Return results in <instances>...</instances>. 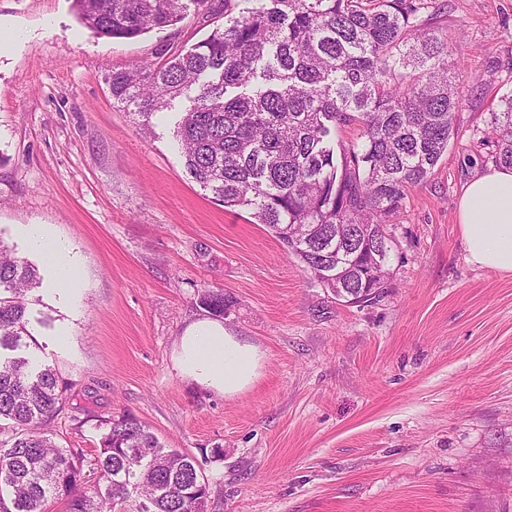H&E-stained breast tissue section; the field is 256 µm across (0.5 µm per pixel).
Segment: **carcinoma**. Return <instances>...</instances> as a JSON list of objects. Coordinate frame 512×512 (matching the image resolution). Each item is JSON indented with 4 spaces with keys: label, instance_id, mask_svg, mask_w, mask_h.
Masks as SVG:
<instances>
[{
    "label": "carcinoma",
    "instance_id": "cac0c4a2",
    "mask_svg": "<svg viewBox=\"0 0 512 512\" xmlns=\"http://www.w3.org/2000/svg\"><path fill=\"white\" fill-rule=\"evenodd\" d=\"M204 41L155 66L107 77L114 103L142 131L191 87L198 94L174 136L191 178L227 209L250 211L303 271L341 295L373 303L389 265L387 224L410 187L433 172L456 134L459 82L448 73V36L423 29L428 0H256ZM80 22L108 39L175 25L185 0H74ZM356 124L359 136L336 141ZM496 161L512 166V95L493 113ZM36 265L0 240V350L28 335ZM217 317L230 300L205 290ZM63 403L50 367L0 355L3 512H44L66 496L67 512H116L132 492L137 512H206L209 486L196 460L165 450L138 419L101 421L96 456L58 446L49 425ZM102 484L87 485L85 468Z\"/></svg>",
    "mask_w": 512,
    "mask_h": 512
}]
</instances>
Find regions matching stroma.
<instances>
[{
	"label": "stroma",
	"instance_id": "35a3bbf8",
	"mask_svg": "<svg viewBox=\"0 0 512 512\" xmlns=\"http://www.w3.org/2000/svg\"><path fill=\"white\" fill-rule=\"evenodd\" d=\"M431 13L462 81L458 133L388 227L383 298L359 306L193 181L173 136L193 92L148 135L112 100L109 73L203 40L224 0L113 40L73 0H0V240L42 277L26 351L65 389L59 446L95 456L100 422L133 416L196 459L207 512H512V274L471 264L457 222L465 184L495 164L512 0H436ZM31 224L66 245L72 295L53 289ZM208 288L234 302L228 332L264 355L233 397L172 365L209 315Z\"/></svg>",
	"mask_w": 512,
	"mask_h": 512
}]
</instances>
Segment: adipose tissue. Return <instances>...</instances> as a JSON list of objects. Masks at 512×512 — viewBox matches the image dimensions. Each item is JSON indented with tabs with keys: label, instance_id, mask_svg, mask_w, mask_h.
<instances>
[{
	"label": "adipose tissue",
	"instance_id": "obj_1",
	"mask_svg": "<svg viewBox=\"0 0 512 512\" xmlns=\"http://www.w3.org/2000/svg\"><path fill=\"white\" fill-rule=\"evenodd\" d=\"M457 210L469 261L512 274V167H492L473 175ZM262 359L257 346L229 333L213 318L192 323L172 353L181 378L227 397L254 383Z\"/></svg>",
	"mask_w": 512,
	"mask_h": 512
}]
</instances>
